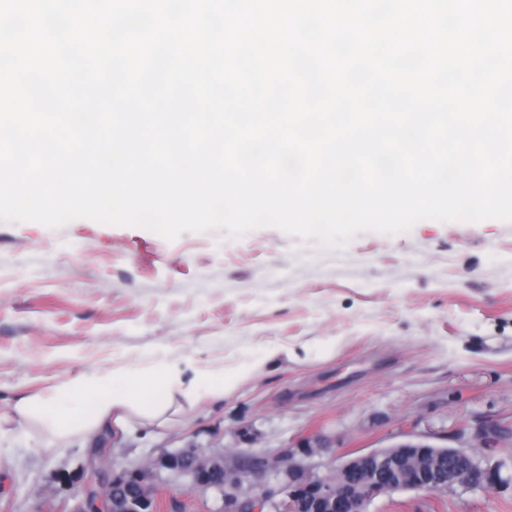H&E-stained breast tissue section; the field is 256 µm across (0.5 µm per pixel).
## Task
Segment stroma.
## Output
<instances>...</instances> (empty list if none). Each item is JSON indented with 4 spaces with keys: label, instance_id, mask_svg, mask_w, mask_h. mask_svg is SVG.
<instances>
[{
    "label": "stroma",
    "instance_id": "35a3bbf8",
    "mask_svg": "<svg viewBox=\"0 0 512 512\" xmlns=\"http://www.w3.org/2000/svg\"><path fill=\"white\" fill-rule=\"evenodd\" d=\"M280 349L217 402L103 442L109 475L144 468L157 512H221L223 499L161 466L184 449L227 467L291 450L326 476L405 433L462 446L461 423L494 435L480 455L512 476V223L425 219L317 249L276 227L239 237L80 218L0 222V512H73L87 444L18 427L12 403L80 375L194 360L214 380ZM322 437V448L306 447ZM512 512V490L399 491L369 512Z\"/></svg>",
    "mask_w": 512,
    "mask_h": 512
}]
</instances>
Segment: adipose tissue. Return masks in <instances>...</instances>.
I'll return each instance as SVG.
<instances>
[{"label":"adipose tissue","instance_id":"1","mask_svg":"<svg viewBox=\"0 0 512 512\" xmlns=\"http://www.w3.org/2000/svg\"><path fill=\"white\" fill-rule=\"evenodd\" d=\"M203 377V371L190 361L182 366L165 364L148 375L131 369L96 373L58 386L43 398H19L12 411L18 422L37 421L57 436L79 430L91 438L122 426L132 415L162 416L176 395L197 402L223 392L239 379L235 373L209 383Z\"/></svg>","mask_w":512,"mask_h":512}]
</instances>
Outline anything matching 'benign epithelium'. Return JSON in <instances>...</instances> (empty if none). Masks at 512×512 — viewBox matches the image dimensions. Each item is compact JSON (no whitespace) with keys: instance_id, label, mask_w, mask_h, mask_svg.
<instances>
[{"instance_id":"obj_1","label":"benign epithelium","mask_w":512,"mask_h":512,"mask_svg":"<svg viewBox=\"0 0 512 512\" xmlns=\"http://www.w3.org/2000/svg\"><path fill=\"white\" fill-rule=\"evenodd\" d=\"M471 448H484L492 430L464 425ZM89 452L82 467L87 480L75 493L73 512H155L154 498L140 470L105 475ZM161 464L192 476L196 485L214 489L224 498V512H368L378 497L400 490L442 493L456 486L489 490L505 486L499 470L483 465L469 449L437 446L409 435L386 447L359 451L334 469L331 477H315L290 453L260 461L236 472L221 459H202L194 449L165 457ZM277 476V488L264 487L261 477Z\"/></svg>"}]
</instances>
